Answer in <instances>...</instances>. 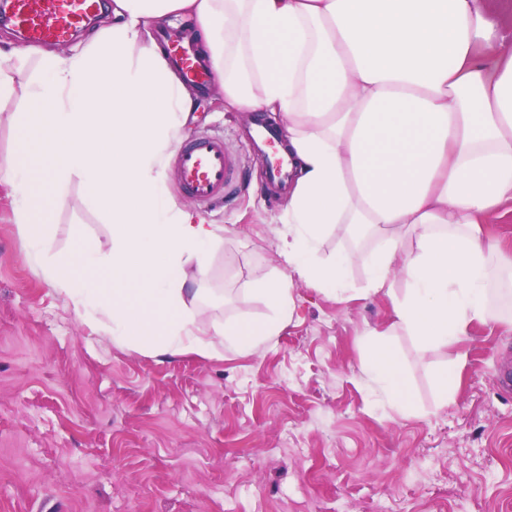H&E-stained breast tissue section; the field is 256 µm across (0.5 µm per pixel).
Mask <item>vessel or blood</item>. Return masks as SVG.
Here are the masks:
<instances>
[{
	"label": "vessel or blood",
	"instance_id": "obj_1",
	"mask_svg": "<svg viewBox=\"0 0 512 512\" xmlns=\"http://www.w3.org/2000/svg\"><path fill=\"white\" fill-rule=\"evenodd\" d=\"M99 6V0H0V18L20 30L31 44L62 45ZM167 54L187 83L202 87L212 81V70L203 64L193 46L171 44ZM173 166L180 185L201 205L221 200L236 171V161L223 140L211 136L179 148Z\"/></svg>",
	"mask_w": 512,
	"mask_h": 512
}]
</instances>
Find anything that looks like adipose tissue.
I'll use <instances>...</instances> for the list:
<instances>
[{"mask_svg":"<svg viewBox=\"0 0 512 512\" xmlns=\"http://www.w3.org/2000/svg\"><path fill=\"white\" fill-rule=\"evenodd\" d=\"M512 0H112V22L82 49L11 48L0 55V99L19 138L0 163L13 219L36 270L81 317L110 316L107 332L158 355L211 358L228 342L249 354L294 313L292 284L346 301L344 273L368 271L366 295L392 293V323L364 339L373 395L416 412L390 339L444 352L472 327L504 318L495 271L512 247L491 215L512 202V30L495 10ZM187 14L228 112H279L296 178L283 239L288 274L255 282L270 317L242 313L205 326L198 293L224 228L181 208L166 167L192 111L190 89L148 24ZM111 226L101 249L74 231L64 263L47 262L53 205L73 181ZM376 239L334 264L314 261L327 230Z\"/></svg>","mask_w":512,"mask_h":512,"instance_id":"ef3b65f1","label":"adipose tissue"}]
</instances>
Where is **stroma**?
<instances>
[{
    "label": "stroma",
    "instance_id": "obj_1",
    "mask_svg": "<svg viewBox=\"0 0 512 512\" xmlns=\"http://www.w3.org/2000/svg\"><path fill=\"white\" fill-rule=\"evenodd\" d=\"M189 136L222 138L241 172L198 209L224 240L196 282L206 322L270 311L250 288L284 272L286 194L267 177L252 123L216 84L194 95ZM110 226L72 182L54 205L52 253ZM296 313L251 354L155 355L103 340L70 299L29 267L0 184V512H512V326L474 327L448 353L395 337L417 412L377 403L362 334L388 322L389 298L342 301L295 280ZM465 352L462 387L437 407L434 373Z\"/></svg>",
    "mask_w": 512,
    "mask_h": 512
}]
</instances>
